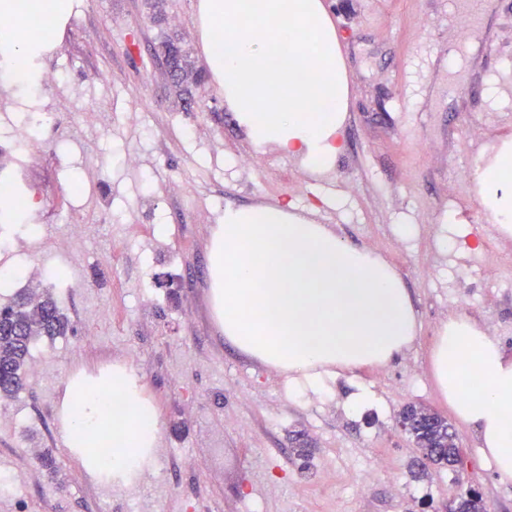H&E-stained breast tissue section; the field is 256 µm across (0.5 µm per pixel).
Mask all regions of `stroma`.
Here are the masks:
<instances>
[{
  "mask_svg": "<svg viewBox=\"0 0 512 512\" xmlns=\"http://www.w3.org/2000/svg\"><path fill=\"white\" fill-rule=\"evenodd\" d=\"M349 77L345 150L314 180L274 152L254 154L212 78L177 96L153 53L178 35L204 57L197 0H77L58 47L36 62L49 86L0 83V132L25 101L53 113L40 152L0 156L29 174L38 225L24 258L0 250V304L20 288L55 293L72 326L35 341L12 401L0 400V512H444L467 486L512 512L473 431L455 422L431 374L442 323L461 316L512 351V239L478 201L476 150L512 139V0H487L462 30L449 0H329ZM321 199L318 223L381 253L403 279L418 332L394 362L289 393L274 369L225 344L210 296L208 249L228 205ZM89 234L70 236L57 223ZM411 225L412 236L400 229ZM128 362L161 414L154 473L136 487L90 483L60 442L70 362L100 373ZM366 389L371 402L349 405ZM452 419L456 471L416 478L404 405ZM28 419L17 430L12 418ZM303 432L310 454L295 455ZM52 452L55 479L39 462ZM386 469L374 471L376 459Z\"/></svg>",
  "mask_w": 512,
  "mask_h": 512,
  "instance_id": "1",
  "label": "stroma"
}]
</instances>
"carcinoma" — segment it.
<instances>
[{
    "label": "carcinoma",
    "instance_id": "1",
    "mask_svg": "<svg viewBox=\"0 0 512 512\" xmlns=\"http://www.w3.org/2000/svg\"><path fill=\"white\" fill-rule=\"evenodd\" d=\"M161 45L175 50L178 68L193 71L190 56L174 40L166 37ZM68 328V318L48 292L23 290L0 307V397H12L22 388L33 342L40 337L61 336ZM458 455L456 441L450 440L445 452L421 465V472L430 464L453 470L459 464ZM448 512H487V508L477 492L465 489L448 506Z\"/></svg>",
    "mask_w": 512,
    "mask_h": 512
}]
</instances>
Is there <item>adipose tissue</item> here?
I'll return each instance as SVG.
<instances>
[{
    "instance_id": "1",
    "label": "adipose tissue",
    "mask_w": 512,
    "mask_h": 512,
    "mask_svg": "<svg viewBox=\"0 0 512 512\" xmlns=\"http://www.w3.org/2000/svg\"><path fill=\"white\" fill-rule=\"evenodd\" d=\"M75 0H0V74L37 84L36 61L62 37ZM39 18L47 34L19 38ZM196 27L206 67L248 143L274 148L311 174L343 151L348 74L326 0H199ZM480 200L512 238V140L477 173ZM210 291L234 349L318 388L325 377L383 365L413 341L410 295L383 256L350 246L283 198L226 207L209 249ZM432 375L457 420L473 427L500 481H512V353L465 317L442 325ZM119 400L111 428L105 395ZM60 437L91 479L128 487L152 469L160 436L156 405L123 365L111 378L80 374L65 387Z\"/></svg>"
}]
</instances>
